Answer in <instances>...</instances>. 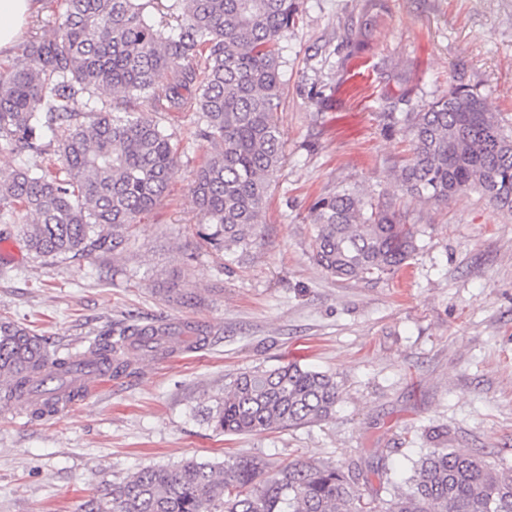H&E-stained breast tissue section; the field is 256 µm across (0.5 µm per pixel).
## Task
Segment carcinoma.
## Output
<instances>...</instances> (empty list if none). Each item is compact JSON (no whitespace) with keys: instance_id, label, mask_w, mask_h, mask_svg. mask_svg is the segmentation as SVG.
Returning <instances> with one entry per match:
<instances>
[{"instance_id":"cac0c4a2","label":"carcinoma","mask_w":512,"mask_h":512,"mask_svg":"<svg viewBox=\"0 0 512 512\" xmlns=\"http://www.w3.org/2000/svg\"><path fill=\"white\" fill-rule=\"evenodd\" d=\"M55 31L23 44L0 71V154L41 157L60 129L63 167L16 169L0 182V223L27 222L20 232L37 257L120 254L130 229L156 206L178 162L171 135L148 113L187 108L194 136L215 151L199 167L192 193L203 239L218 252L255 244L270 182L284 158L276 120L284 61L279 43L295 26L299 0H63ZM118 92L89 112L78 96ZM412 154L394 174L406 195L445 205L476 189L512 212V135L486 97L468 85L416 112L393 118ZM313 257L344 280L380 279L408 265L417 231L389 208L349 189L312 208ZM189 326L130 323L95 350L106 372L126 373L124 350L155 357ZM67 360L52 356L25 323L0 318V403L30 391ZM340 398L336 377L296 362L256 366L224 383V398L203 420L223 435H250L325 420ZM437 447L412 462L406 489L389 499L365 494L352 471L320 461L269 470L257 456L221 461L185 458L146 466L112 485L110 512H512V469Z\"/></svg>"}]
</instances>
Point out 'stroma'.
<instances>
[{
    "label": "stroma",
    "mask_w": 512,
    "mask_h": 512,
    "mask_svg": "<svg viewBox=\"0 0 512 512\" xmlns=\"http://www.w3.org/2000/svg\"><path fill=\"white\" fill-rule=\"evenodd\" d=\"M368 8L300 0L280 43L286 162L247 253L225 261L198 236L190 188L214 147L195 138L189 110L154 114L179 160L122 254L37 257L0 223L14 248L0 255V316L27 324L50 353L131 318L207 334L156 358L128 353V375L58 416L0 410V512H85L141 467L233 454L329 463L371 494L377 461L403 480L435 431L457 452L512 467V214L475 190L445 205L404 195L392 173L410 142L388 119L467 84L512 127V0H386L355 54ZM343 189L416 226L419 249L394 277L343 281L315 263L312 206ZM290 361L335 375L328 420L241 436L202 420L231 375Z\"/></svg>",
    "instance_id": "35a3bbf8"
}]
</instances>
